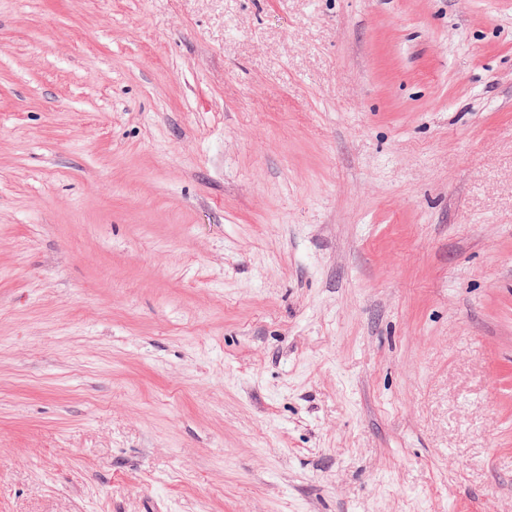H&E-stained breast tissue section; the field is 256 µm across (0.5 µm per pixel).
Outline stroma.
I'll return each mask as SVG.
<instances>
[{
  "instance_id": "1",
  "label": "stroma",
  "mask_w": 512,
  "mask_h": 512,
  "mask_svg": "<svg viewBox=\"0 0 512 512\" xmlns=\"http://www.w3.org/2000/svg\"><path fill=\"white\" fill-rule=\"evenodd\" d=\"M0 512H512V0H0Z\"/></svg>"
}]
</instances>
